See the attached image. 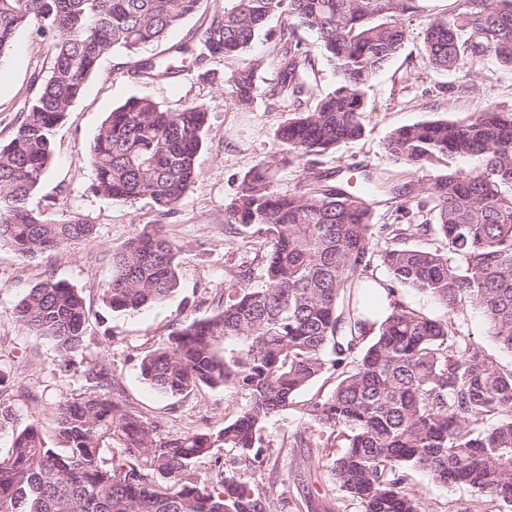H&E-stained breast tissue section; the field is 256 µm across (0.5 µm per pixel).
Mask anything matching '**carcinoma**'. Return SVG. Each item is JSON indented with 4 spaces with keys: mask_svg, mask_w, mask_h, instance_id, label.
I'll return each mask as SVG.
<instances>
[{
    "mask_svg": "<svg viewBox=\"0 0 512 512\" xmlns=\"http://www.w3.org/2000/svg\"><path fill=\"white\" fill-rule=\"evenodd\" d=\"M424 0H231L195 45L138 61L135 75L164 81L179 57L243 58L227 98L252 103L265 58L246 56L268 18L288 10L317 35L304 47L295 28L279 34V90L291 109L275 132L279 161L254 166L224 207L227 230L261 238L262 283L239 274L224 282L217 309L180 323L169 343L140 361L141 380L166 395L199 386H230L246 396L239 414L217 431L156 435L157 425L115 397L109 371L91 370V391L56 408L48 445L30 424L0 460V512H274L269 494L227 470L208 483L194 475L216 448H234L257 470L272 449L268 420L325 373L333 391L306 414L344 438L328 468L361 512H426L404 489L413 468L445 485L464 484L512 512V371L458 336L452 319L410 306L398 287L433 297L450 314L479 306L489 331L512 353V112L482 108L467 122L418 121L393 129L385 142L394 161L418 171L437 168L426 184L389 188L427 211L419 224H373L371 188L312 183L288 194L272 190L278 163L319 155L362 136L366 90L400 51L405 16ZM427 15L424 57L434 72L471 78L485 57L512 71V0H454ZM199 8V0H0V58L18 30L54 39L48 76L0 145V242L22 257L50 253L92 234L79 219L55 224L29 202L47 173L57 128L115 51L137 55L162 41ZM336 71V85L316 93L315 58ZM208 117L202 105L164 106L131 97L110 112L90 144L92 190L133 203L149 197L168 215L198 176L197 153ZM466 159L464 171L455 162ZM419 238L425 245H410ZM389 275L376 277L374 242ZM180 247L154 227L112 254L102 299L114 313L134 314L178 288ZM389 303L377 311L372 283ZM21 325L68 356L82 346L89 310L81 291L47 278L16 307ZM496 422L483 426L486 419ZM112 448L111 457L102 455Z\"/></svg>",
    "mask_w": 512,
    "mask_h": 512,
    "instance_id": "cac0c4a2",
    "label": "carcinoma"
}]
</instances>
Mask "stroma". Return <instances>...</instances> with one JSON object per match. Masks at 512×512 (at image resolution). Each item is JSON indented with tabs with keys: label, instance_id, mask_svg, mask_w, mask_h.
I'll return each mask as SVG.
<instances>
[{
	"label": "stroma",
	"instance_id": "1",
	"mask_svg": "<svg viewBox=\"0 0 512 512\" xmlns=\"http://www.w3.org/2000/svg\"><path fill=\"white\" fill-rule=\"evenodd\" d=\"M229 4L230 0H200L199 9L171 30L163 44L149 47V54L161 57L166 47L189 41ZM293 23L289 14L273 15L252 46V53L265 56L266 63L256 78L255 98L245 107L233 105L224 94L241 64L237 58L207 59L169 82L134 76L136 58L122 53L101 61L97 75L57 131L52 164L31 200L32 208L54 222L78 218L92 224V235L33 258L21 257L0 243V458L9 455L14 434L30 423L52 435L57 405L88 391V371L95 365L111 371L121 400L155 422L163 434L190 428L218 430L244 406L245 397L228 388L202 387L174 397L158 393L141 380L139 363L145 354L167 344L177 324L210 317L225 277L245 271L251 285L261 283L254 251L244 247L242 235L224 227V204L240 192L249 169L271 160L279 150L274 132L288 103L272 92L278 79L275 52L280 31ZM403 25L406 38L399 53L367 90L362 136L279 167L272 183L275 192L295 191L308 172L327 175L332 185L346 180L354 187L367 175H386L396 184L411 179L427 182L432 170L416 173L388 157L384 142L391 129L428 119L464 121L488 105L512 110V72L487 62L481 64L482 76L475 86L465 87L463 73H436L427 67L422 56L424 17L404 18ZM53 51L51 42L23 29L15 37L13 52L0 60V68L12 74L9 86L0 90V144L9 141L39 79L48 72ZM133 96L208 109L196 160L198 176L169 215L161 214L147 197L127 205L92 190L95 171L88 146L107 113ZM157 224L180 247L177 292L137 314L109 311L101 294L112 274L113 251ZM49 277L82 291L89 307L83 345L65 357L16 319L15 307L25 292ZM454 321L467 342L482 346L504 370H512V353L490 336L479 307L464 305ZM333 385L332 379L319 378L295 396L286 414L267 423L264 435L273 450L270 471L243 476L253 489L269 490L276 512H361L360 505L339 490L328 469L338 453L329 429L304 413L310 399L326 396ZM299 431L313 442L307 464L292 446ZM405 488L422 498L426 512H467L477 498L469 487L444 485L416 470L409 471Z\"/></svg>",
	"mask_w": 512,
	"mask_h": 512
}]
</instances>
